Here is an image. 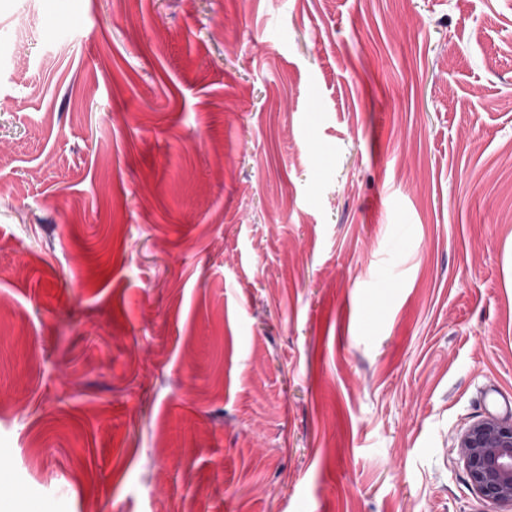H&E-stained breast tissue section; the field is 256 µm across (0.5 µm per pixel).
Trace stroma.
<instances>
[{"label":"stroma","instance_id":"obj_1","mask_svg":"<svg viewBox=\"0 0 512 512\" xmlns=\"http://www.w3.org/2000/svg\"><path fill=\"white\" fill-rule=\"evenodd\" d=\"M0 0V474L38 512H512V0ZM459 448L473 488L491 504L512 505V420L489 416L473 423Z\"/></svg>","mask_w":512,"mask_h":512}]
</instances>
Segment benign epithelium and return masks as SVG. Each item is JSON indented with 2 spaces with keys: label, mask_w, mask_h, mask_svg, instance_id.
Masks as SVG:
<instances>
[{
  "label": "benign epithelium",
  "mask_w": 512,
  "mask_h": 512,
  "mask_svg": "<svg viewBox=\"0 0 512 512\" xmlns=\"http://www.w3.org/2000/svg\"><path fill=\"white\" fill-rule=\"evenodd\" d=\"M459 448L473 488L491 504L512 505V420L489 416L473 423Z\"/></svg>",
  "instance_id": "7a95c632"
}]
</instances>
